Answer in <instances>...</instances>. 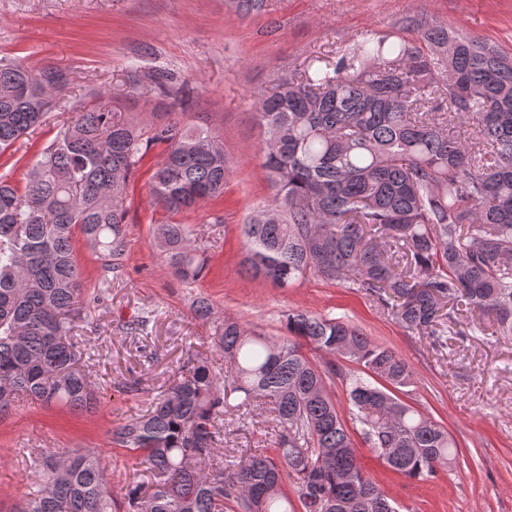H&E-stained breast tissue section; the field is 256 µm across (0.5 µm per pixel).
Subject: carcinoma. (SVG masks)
Returning <instances> with one entry per match:
<instances>
[{
    "mask_svg": "<svg viewBox=\"0 0 512 512\" xmlns=\"http://www.w3.org/2000/svg\"><path fill=\"white\" fill-rule=\"evenodd\" d=\"M419 41L374 35L333 58L320 52L258 96L272 196L243 227L242 266L282 287L310 275L344 281L435 346L461 304L512 336V55L435 26ZM67 81L57 66L0 56L1 153L46 120ZM466 124L473 136L463 139ZM158 143L167 149L151 177L157 205L178 213L224 195L230 160L209 129L140 127L101 104L62 122L24 190L0 180V414L21 395L95 408L72 335L84 288L73 229L97 254L108 290L124 274L129 185ZM193 236L188 224L156 229L184 282L209 266ZM288 333L274 341L224 322L217 346L231 387L190 353L167 394L112 428V444L142 460L149 483L116 496L101 454L41 449L29 456L34 487L19 512H296L288 480L301 512H398L361 467L349 424L407 478L448 468L454 439L396 395L412 384L409 365L344 320L295 311ZM337 379L345 413L329 390ZM260 400L272 405L276 455L214 461L226 409Z\"/></svg>",
    "mask_w": 512,
    "mask_h": 512,
    "instance_id": "carcinoma-1",
    "label": "carcinoma"
}]
</instances>
